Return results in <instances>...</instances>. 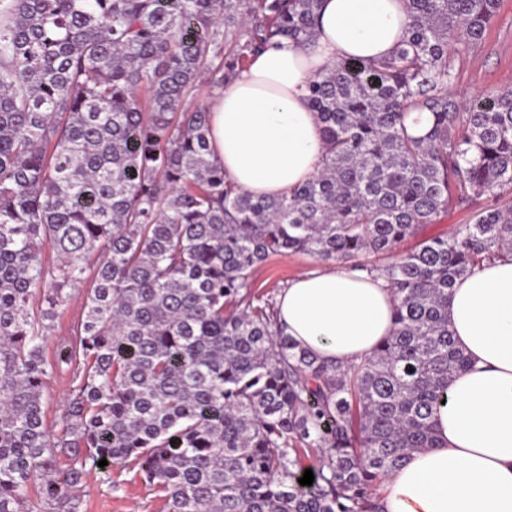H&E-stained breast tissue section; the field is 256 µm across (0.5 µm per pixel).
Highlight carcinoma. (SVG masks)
<instances>
[{
    "instance_id": "cac0c4a2",
    "label": "carcinoma",
    "mask_w": 512,
    "mask_h": 512,
    "mask_svg": "<svg viewBox=\"0 0 512 512\" xmlns=\"http://www.w3.org/2000/svg\"><path fill=\"white\" fill-rule=\"evenodd\" d=\"M320 5L0 0V512H78L89 459L133 463L167 512H384L385 477L438 447L434 414L468 365L448 297L512 255V91L448 93L451 56L500 0H406L391 55L309 79L318 174L255 196L224 175L190 100L274 43L312 41ZM411 112L432 115L422 138ZM452 203L467 223L377 267L394 327L358 361L299 346L253 292L272 255L361 268ZM88 281L51 362L47 331ZM63 363L78 383L50 426L44 389Z\"/></svg>"
}]
</instances>
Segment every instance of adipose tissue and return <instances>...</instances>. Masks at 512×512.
Wrapping results in <instances>:
<instances>
[{
    "label": "adipose tissue",
    "instance_id": "ef3b65f1",
    "mask_svg": "<svg viewBox=\"0 0 512 512\" xmlns=\"http://www.w3.org/2000/svg\"><path fill=\"white\" fill-rule=\"evenodd\" d=\"M404 0H322L312 42L256 55L207 106L212 152L237 186L277 196L321 167L326 146L305 85L337 61L392 53ZM285 333L346 364L393 329V294L378 274L342 263L295 278L278 298ZM448 322L470 368L448 384L440 445L411 453L385 480V512H512V256L476 268L448 298Z\"/></svg>",
    "mask_w": 512,
    "mask_h": 512
}]
</instances>
